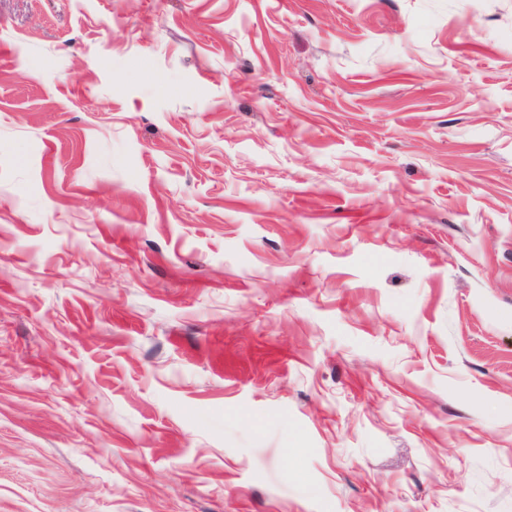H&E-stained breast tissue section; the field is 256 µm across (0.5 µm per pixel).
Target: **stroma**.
Segmentation results:
<instances>
[{
	"instance_id": "1",
	"label": "stroma",
	"mask_w": 512,
	"mask_h": 512,
	"mask_svg": "<svg viewBox=\"0 0 512 512\" xmlns=\"http://www.w3.org/2000/svg\"><path fill=\"white\" fill-rule=\"evenodd\" d=\"M0 512H512V0H0Z\"/></svg>"
}]
</instances>
